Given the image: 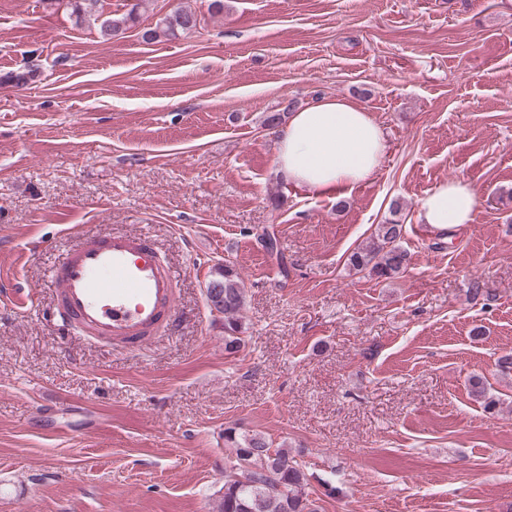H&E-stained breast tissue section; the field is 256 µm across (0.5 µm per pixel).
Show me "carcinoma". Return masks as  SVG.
Here are the masks:
<instances>
[{
  "instance_id": "cac0c4a2",
  "label": "carcinoma",
  "mask_w": 512,
  "mask_h": 512,
  "mask_svg": "<svg viewBox=\"0 0 512 512\" xmlns=\"http://www.w3.org/2000/svg\"><path fill=\"white\" fill-rule=\"evenodd\" d=\"M71 15L80 26L100 22L104 36H118L128 29L133 13L120 18H101L100 0H69ZM198 16L191 9L177 3L157 23L156 28L144 31V41H152L161 32L175 37L197 27ZM404 227L390 222L376 227L373 242L361 247L350 256V265L361 272L379 278L392 279L404 273L410 257L401 247ZM210 306L224 314V351L237 354L245 347L244 331L240 321L246 303V292L238 272L230 264L215 270V276L206 289ZM224 444L233 449L224 466V492L218 512H316L309 497V478L303 466L288 449L273 448L266 437L243 434L234 427L224 429ZM251 455L250 481L239 479L236 470L241 459Z\"/></svg>"
}]
</instances>
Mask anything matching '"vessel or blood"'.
I'll use <instances>...</instances> for the list:
<instances>
[{
    "instance_id": "vessel-or-blood-1",
    "label": "vessel or blood",
    "mask_w": 512,
    "mask_h": 512,
    "mask_svg": "<svg viewBox=\"0 0 512 512\" xmlns=\"http://www.w3.org/2000/svg\"><path fill=\"white\" fill-rule=\"evenodd\" d=\"M62 321L137 351L177 325L178 282L145 235L80 238L50 269Z\"/></svg>"
}]
</instances>
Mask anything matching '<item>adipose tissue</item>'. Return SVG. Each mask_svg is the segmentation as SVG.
<instances>
[{
  "instance_id": "1",
  "label": "adipose tissue",
  "mask_w": 512,
  "mask_h": 512,
  "mask_svg": "<svg viewBox=\"0 0 512 512\" xmlns=\"http://www.w3.org/2000/svg\"><path fill=\"white\" fill-rule=\"evenodd\" d=\"M386 151L380 125L366 109L343 98L323 97L294 110L276 133V171L318 193H331L371 178ZM478 205L474 182L435 185L419 202L423 224L445 231L470 223Z\"/></svg>"
}]
</instances>
